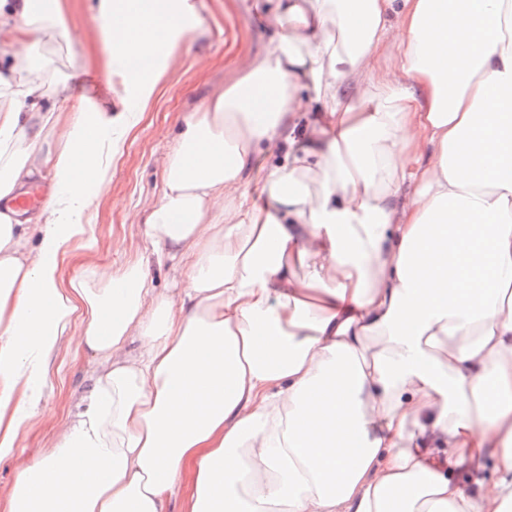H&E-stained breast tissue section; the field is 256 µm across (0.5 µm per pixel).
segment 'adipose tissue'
Wrapping results in <instances>:
<instances>
[{"label":"adipose tissue","mask_w":512,"mask_h":512,"mask_svg":"<svg viewBox=\"0 0 512 512\" xmlns=\"http://www.w3.org/2000/svg\"><path fill=\"white\" fill-rule=\"evenodd\" d=\"M276 11L277 38L185 118L160 199L128 216L185 266L171 297L139 259L62 285L60 257L192 7L97 0L121 109L65 118L42 108L68 87L32 42L84 30L60 0H0V201L46 169L56 186L28 217L0 211L5 512H512V0ZM275 140L259 208L252 152ZM65 348L100 367L22 458Z\"/></svg>","instance_id":"adipose-tissue-1"}]
</instances>
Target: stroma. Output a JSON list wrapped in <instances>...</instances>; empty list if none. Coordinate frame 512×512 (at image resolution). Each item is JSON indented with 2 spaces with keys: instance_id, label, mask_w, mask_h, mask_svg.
<instances>
[{
  "instance_id": "1",
  "label": "stroma",
  "mask_w": 512,
  "mask_h": 512,
  "mask_svg": "<svg viewBox=\"0 0 512 512\" xmlns=\"http://www.w3.org/2000/svg\"><path fill=\"white\" fill-rule=\"evenodd\" d=\"M68 26L87 29L88 37L58 46L57 67L67 75L70 98L63 112H83L104 99L107 86L81 87L78 78L88 73L116 75L108 45L97 35L95 0H62ZM200 10L196 29L177 41L174 60L141 124L127 137L123 154L111 168V180L93 206L91 230L63 256L61 276L71 280L84 274L89 264L118 267L136 256L149 262L154 286L168 292L174 272L170 265L154 262L151 246L140 225L127 222L126 215L138 203L158 200L162 192L160 161L178 135L183 117L197 111L217 89L236 74L238 54L265 53L277 33L275 0H194ZM284 142L266 144L252 162L249 193L253 202L265 201L263 186L272 166L284 161ZM98 361L87 351L64 350L55 359L49 376L54 382L46 392L38 417L23 437L25 456L51 448L55 436L78 397L88 388Z\"/></svg>"
}]
</instances>
